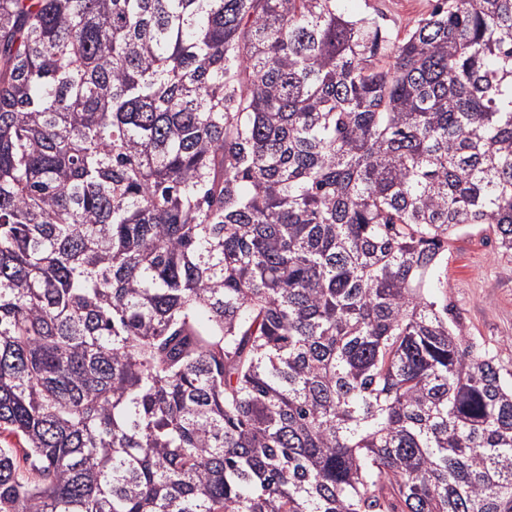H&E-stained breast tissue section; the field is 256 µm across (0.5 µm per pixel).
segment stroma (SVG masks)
Wrapping results in <instances>:
<instances>
[{
  "label": "stroma",
  "mask_w": 512,
  "mask_h": 512,
  "mask_svg": "<svg viewBox=\"0 0 512 512\" xmlns=\"http://www.w3.org/2000/svg\"><path fill=\"white\" fill-rule=\"evenodd\" d=\"M435 0H345L353 14L382 12L399 30L412 28ZM437 286L448 301V316L459 321L470 340L497 350L512 371V257L503 255L484 225L466 228L448 244V264Z\"/></svg>",
  "instance_id": "obj_1"
}]
</instances>
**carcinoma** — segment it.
<instances>
[{"mask_svg": "<svg viewBox=\"0 0 512 512\" xmlns=\"http://www.w3.org/2000/svg\"><path fill=\"white\" fill-rule=\"evenodd\" d=\"M512 0H0V512H512ZM436 0H346L343 2L348 12L363 14L382 12L395 29L401 33L411 29L415 21L427 15L433 8ZM440 279L435 287L448 301V318L472 342L496 349L499 364L512 371V257L500 252L493 231L477 225L454 237Z\"/></svg>", "mask_w": 512, "mask_h": 512, "instance_id": "obj_1", "label": "carcinoma"}]
</instances>
